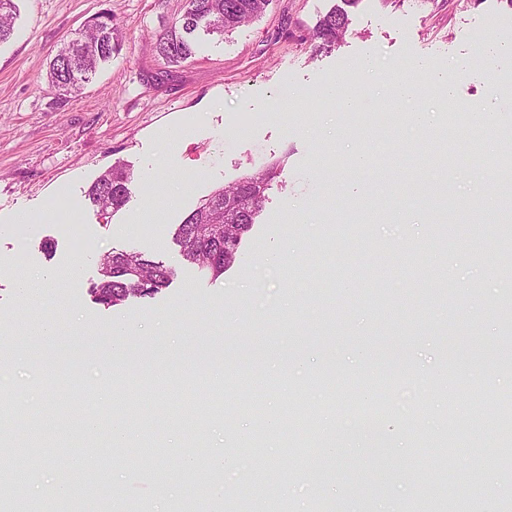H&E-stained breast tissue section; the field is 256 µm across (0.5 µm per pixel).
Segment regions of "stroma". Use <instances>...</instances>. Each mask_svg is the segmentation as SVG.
I'll list each match as a JSON object with an SVG mask.
<instances>
[{"instance_id":"stroma-1","label":"stroma","mask_w":512,"mask_h":512,"mask_svg":"<svg viewBox=\"0 0 512 512\" xmlns=\"http://www.w3.org/2000/svg\"><path fill=\"white\" fill-rule=\"evenodd\" d=\"M339 3L270 0L258 20L232 34H199L194 56L164 78L149 43L180 19L186 0H17L14 33L0 44V392L30 427L68 441L34 449L30 471L40 482L19 490L44 512H67L66 500L43 485L74 466L95 487L83 512H172L175 487L199 495L202 472L230 431L242 436L241 456L261 449L299 479L279 481L267 471L225 477L217 493L228 507L281 495L288 512H450L474 475L485 512H502L505 498L492 488L512 485V470L486 464L506 429L497 394L512 391V346L498 340L497 243L484 218L464 236H433L425 198L409 193L402 175L416 169L430 181V157L448 145L441 114L449 103L495 113V125L476 122L468 133L505 149L512 105L503 86L512 57L494 56L491 45L512 40V8L506 0H360L344 42L313 54L308 34ZM107 10L122 35L119 55L79 95L57 98L46 78L50 59ZM367 57L375 70L362 69ZM460 61L465 70H457ZM420 62L432 78L397 107L426 113L428 124L401 126L396 148L373 146L368 110L339 112L318 96L340 81L366 89L389 112L395 71ZM359 149L371 155L367 168L352 164ZM278 158L280 183L237 260L216 282L203 279L173 242L177 224L214 190ZM450 161L449 208H468L480 195L493 209L496 172L464 168L455 154ZM118 162L131 173L129 199L105 219L86 193ZM62 195L80 208L83 234L51 218ZM374 238L390 255L381 267L368 248ZM47 241L55 244L49 256ZM130 249L175 269L173 282L109 309L94 304L100 255ZM20 270L30 288L18 287ZM46 322L55 327L48 340L38 335ZM118 326L128 333L126 357L116 364L111 330ZM272 346L299 361L298 370L273 365ZM405 365L419 372L418 392L398 408L394 387ZM214 366L224 369L213 392L220 412L209 415L205 434H189L171 408L146 396L161 380L210 385ZM435 370L447 371L454 392L432 379ZM347 387L356 398H343ZM131 394L140 418L128 447L117 448L110 414ZM296 397L316 417L332 409L343 430L381 419L409 463L405 477L379 492L358 481L354 465L367 461L360 436L348 437L324 476L316 439L285 451V434L250 409H277ZM479 410L486 418L476 425ZM88 414L99 416L96 430L78 426ZM451 423L461 441L440 466L431 446ZM147 430L160 446L142 459ZM176 446L195 456L198 476L180 475Z\"/></svg>"}]
</instances>
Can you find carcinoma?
I'll list each match as a JSON object with an SVG mask.
<instances>
[{
  "instance_id": "1",
  "label": "carcinoma",
  "mask_w": 512,
  "mask_h": 512,
  "mask_svg": "<svg viewBox=\"0 0 512 512\" xmlns=\"http://www.w3.org/2000/svg\"><path fill=\"white\" fill-rule=\"evenodd\" d=\"M338 5L319 18L310 36L314 52L331 51L340 46L349 30L348 8L359 0H341ZM269 0H187L181 18L161 33L153 42V51L168 68L177 66L195 53V32L203 27L209 34L224 36L249 24L260 16ZM16 6L14 0H0V43L6 42L14 32ZM121 43L112 15H98L96 21L63 44L49 63V85L61 98L80 92L95 77L99 67L112 61L119 53ZM472 153L483 159L485 165L501 171L512 168V153L490 149L485 143L474 140ZM280 175V164L275 162L259 168L231 185L215 190L178 225L175 241L183 258L197 268L201 276L216 280L224 275L237 258L243 235L255 224L266 195ZM128 173L114 165L104 171L89 187L87 196L98 208V213L110 217L121 210L128 200ZM430 196L438 229L448 219V189L445 182L435 183ZM496 237L500 242L498 271L504 278L512 277V205L507 203L493 216ZM99 282L94 285L95 303L105 307L122 304L129 296L154 295L168 287L173 271L162 262L135 250L112 251L100 258ZM158 404L173 402L178 417L189 432H195L202 422V400L196 393L188 396L183 391L173 392V387L160 382L156 388ZM311 416L301 405L288 402L278 419V425L289 436L299 440L310 427ZM375 444L373 456L385 461L395 471L404 465L388 445V430L377 422L363 426ZM459 433L453 424L448 434L437 439L434 457L448 460V450L455 447ZM61 444L59 437L48 433L29 438V447L45 448ZM27 447V448H29ZM27 448L7 443L0 448V508L4 512H40V507L18 495L17 472L13 460L26 453ZM494 468L512 469V434L496 452L487 458Z\"/></svg>"
}]
</instances>
